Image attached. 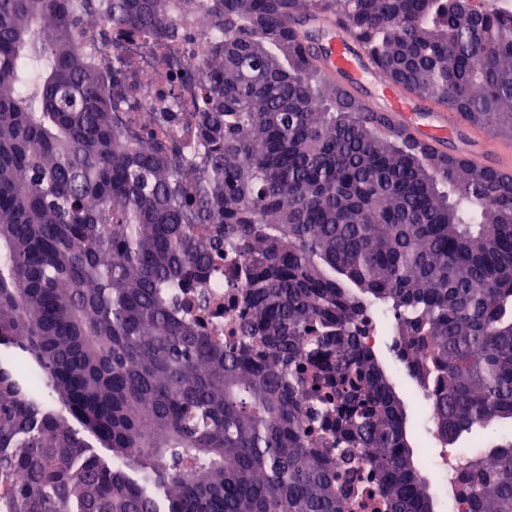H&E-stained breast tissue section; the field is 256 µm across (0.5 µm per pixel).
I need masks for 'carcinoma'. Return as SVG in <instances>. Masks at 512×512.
<instances>
[{
	"instance_id": "carcinoma-1",
	"label": "carcinoma",
	"mask_w": 512,
	"mask_h": 512,
	"mask_svg": "<svg viewBox=\"0 0 512 512\" xmlns=\"http://www.w3.org/2000/svg\"><path fill=\"white\" fill-rule=\"evenodd\" d=\"M80 7L167 42L178 9L204 11L207 158L188 188L121 145L72 0H0V512H443L398 370L363 340L374 307L429 349L396 357L430 385L435 444L467 452L466 512H512V178L381 125L288 27L335 12L383 82L497 134L512 131V13ZM228 252L247 314L221 338L198 311Z\"/></svg>"
}]
</instances>
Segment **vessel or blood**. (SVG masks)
<instances>
[{"instance_id": "obj_1", "label": "vessel or blood", "mask_w": 512, "mask_h": 512, "mask_svg": "<svg viewBox=\"0 0 512 512\" xmlns=\"http://www.w3.org/2000/svg\"><path fill=\"white\" fill-rule=\"evenodd\" d=\"M313 24L328 35L327 42L309 54L325 82L346 96L360 99L374 117L400 129L433 154L445 153L449 132L462 131L457 142L460 154L475 165L493 163L502 176L512 177V141L492 138L477 129L463 130V119L455 112L432 107L419 114L414 96L382 83L367 51L334 15H319Z\"/></svg>"}]
</instances>
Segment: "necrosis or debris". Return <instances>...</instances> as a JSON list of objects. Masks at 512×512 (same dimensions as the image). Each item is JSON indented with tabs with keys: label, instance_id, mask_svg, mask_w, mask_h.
Masks as SVG:
<instances>
[{
	"label": "necrosis or debris",
	"instance_id": "necrosis-or-debris-1",
	"mask_svg": "<svg viewBox=\"0 0 512 512\" xmlns=\"http://www.w3.org/2000/svg\"><path fill=\"white\" fill-rule=\"evenodd\" d=\"M187 21L184 42L174 46L144 31L109 30L86 22L79 27L89 61L124 101L112 114L124 144L163 155L170 166L182 171L200 150L188 135L197 120L196 101L202 85L192 64L213 38L202 13L188 14ZM208 293L199 317L206 329L224 334L245 311L241 294L230 287L221 267L211 275Z\"/></svg>",
	"mask_w": 512,
	"mask_h": 512
}]
</instances>
